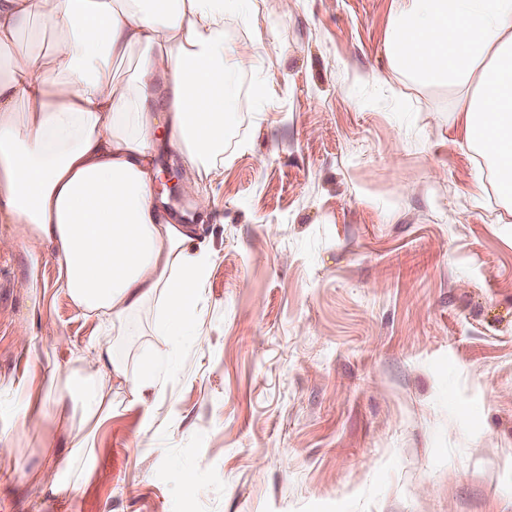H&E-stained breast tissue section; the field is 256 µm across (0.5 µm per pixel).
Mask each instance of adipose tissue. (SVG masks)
<instances>
[{
  "instance_id": "1",
  "label": "adipose tissue",
  "mask_w": 512,
  "mask_h": 512,
  "mask_svg": "<svg viewBox=\"0 0 512 512\" xmlns=\"http://www.w3.org/2000/svg\"><path fill=\"white\" fill-rule=\"evenodd\" d=\"M241 0H0V252L19 244L53 250L60 288L99 336L37 389L0 380V392H38L48 461L31 474L67 497L95 469V438L112 415V389L134 401L160 385L159 364L136 375L112 356V338L151 302L153 335L195 333L192 310L214 257L199 237L213 212L209 190L224 164V123L237 96L234 70L275 43L234 50L224 65V18ZM60 48L43 54L21 36L33 18ZM393 68L462 89L449 109L456 132L487 159L512 203V0H399L387 31ZM138 55L127 86L112 63ZM177 150L179 179L193 183L195 222L158 196L162 154Z\"/></svg>"
}]
</instances>
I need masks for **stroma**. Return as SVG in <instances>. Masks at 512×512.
<instances>
[{
    "instance_id": "35a3bbf8",
    "label": "stroma",
    "mask_w": 512,
    "mask_h": 512,
    "mask_svg": "<svg viewBox=\"0 0 512 512\" xmlns=\"http://www.w3.org/2000/svg\"><path fill=\"white\" fill-rule=\"evenodd\" d=\"M397 5L225 17V45L278 52L241 71L211 185L206 342L153 336V304L128 319L114 357L171 373L145 405L113 392L69 499L28 481L42 429L0 399L21 451L0 512H512V206L448 125L457 89L393 70ZM56 278L51 254H0V378L39 381L96 334Z\"/></svg>"
}]
</instances>
